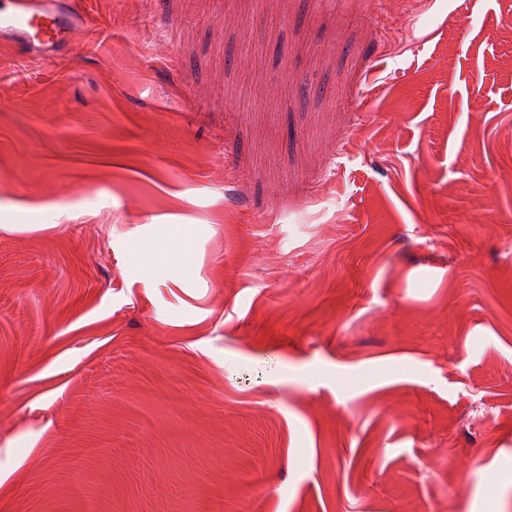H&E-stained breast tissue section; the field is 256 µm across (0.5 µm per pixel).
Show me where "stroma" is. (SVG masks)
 <instances>
[{
  "label": "stroma",
  "instance_id": "1",
  "mask_svg": "<svg viewBox=\"0 0 512 512\" xmlns=\"http://www.w3.org/2000/svg\"><path fill=\"white\" fill-rule=\"evenodd\" d=\"M85 3L0 47V512H512V0ZM90 29L100 38L109 30L90 24L83 11L62 0H1L0 40L20 55L39 60L67 55L78 34ZM171 227H177V224H164ZM162 227V237L158 245V251L149 250L144 255L139 256V264L142 266V270L149 273L152 266L156 262L159 253H167L169 251H179L187 257L189 251V241L185 236L183 230H172L171 228Z\"/></svg>",
  "mask_w": 512,
  "mask_h": 512
}]
</instances>
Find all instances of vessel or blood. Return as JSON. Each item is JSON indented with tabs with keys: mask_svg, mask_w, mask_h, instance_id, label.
I'll list each match as a JSON object with an SVG mask.
<instances>
[{
	"mask_svg": "<svg viewBox=\"0 0 512 512\" xmlns=\"http://www.w3.org/2000/svg\"><path fill=\"white\" fill-rule=\"evenodd\" d=\"M89 28L83 12L64 0H0V40L25 57L67 55L78 34Z\"/></svg>",
	"mask_w": 512,
	"mask_h": 512,
	"instance_id": "1",
	"label": "vessel or blood"
}]
</instances>
